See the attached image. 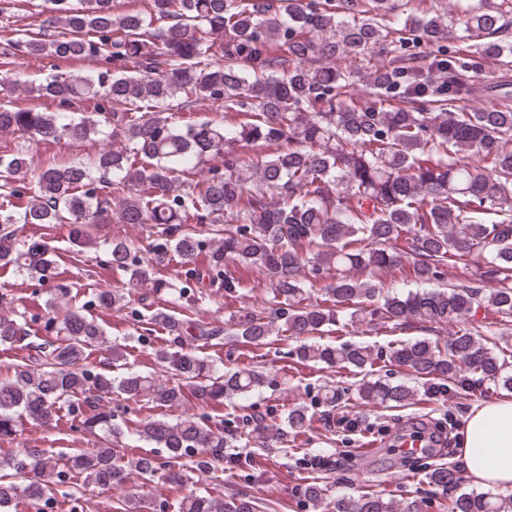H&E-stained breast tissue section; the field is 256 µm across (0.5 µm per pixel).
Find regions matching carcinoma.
<instances>
[{
  "mask_svg": "<svg viewBox=\"0 0 512 512\" xmlns=\"http://www.w3.org/2000/svg\"><path fill=\"white\" fill-rule=\"evenodd\" d=\"M38 31L5 41L0 57L47 56L82 61L85 75L56 72L28 86L33 97L61 110L0 105V132L43 143H84L111 130L120 146L90 162L51 164L28 199L0 204V266L40 281L57 276L55 250L45 240L19 237L21 224H71L72 242L95 243L89 228L120 202L125 224L146 227L154 260L175 252L178 283L162 277L123 239L102 241L107 263L121 272L140 302L167 292L179 299L218 286L232 297L240 284L221 278L228 261L262 271L271 307L246 310L224 327L166 312H151L177 337L209 345L227 336L248 346L267 343L275 330L303 340L298 362L345 368L360 376L356 393L374 407H401L415 389L374 375L368 345L321 344L340 313L392 330L410 323L457 324L444 348L427 339L402 342L390 362L435 393L469 396L489 381L512 392V369L492 336L512 335V102L503 97L473 110L466 99L464 68L478 55L512 65V0H473L463 16L444 8L402 17L396 0H152L150 11L119 13L114 0H42ZM455 40L457 46H448ZM365 65L368 98L358 100L336 59ZM122 61L130 69H99ZM101 101L97 117L77 111ZM189 110L200 101L218 105L231 120L176 126L169 103ZM263 142L273 152L243 166L234 145ZM224 156V173L202 183L180 179L181 168ZM29 170L26 154L0 156L4 196ZM484 255L478 277L467 284L385 294L383 273L409 265L421 284L444 279L448 266ZM335 272L321 300H310L323 272ZM99 306L124 303L106 288ZM491 308L497 328L476 319ZM29 335L22 316L0 318V345ZM97 318L79 309L58 320L56 342L0 378V437L23 421L48 426L57 411L93 410L84 429L106 444L69 455L30 448L21 458H0V512L18 498L45 512L58 487L80 475L87 486L121 488L134 474L159 473L150 455L127 457L112 447L123 437L112 423V396L175 406L194 398L208 405L246 397L266 382L254 368L220 371L192 350H159L156 363L172 384L132 370L121 348L110 349V371L93 372L87 351L104 343ZM138 438L165 448L169 458H191L166 478H203L224 459V429L192 418L147 420ZM428 484L448 493L456 470L437 466ZM327 487L302 486L311 512H326ZM181 512H259L256 501L236 495L192 494ZM336 512H418L363 494L336 503ZM452 512H512V497L487 490L457 492Z\"/></svg>",
  "mask_w": 512,
  "mask_h": 512,
  "instance_id": "1",
  "label": "carcinoma"
}]
</instances>
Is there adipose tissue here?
Segmentation results:
<instances>
[{
  "label": "adipose tissue",
  "instance_id": "ef3b65f1",
  "mask_svg": "<svg viewBox=\"0 0 512 512\" xmlns=\"http://www.w3.org/2000/svg\"><path fill=\"white\" fill-rule=\"evenodd\" d=\"M459 446L473 482L512 489V400L478 403L469 409Z\"/></svg>",
  "mask_w": 512,
  "mask_h": 512
}]
</instances>
